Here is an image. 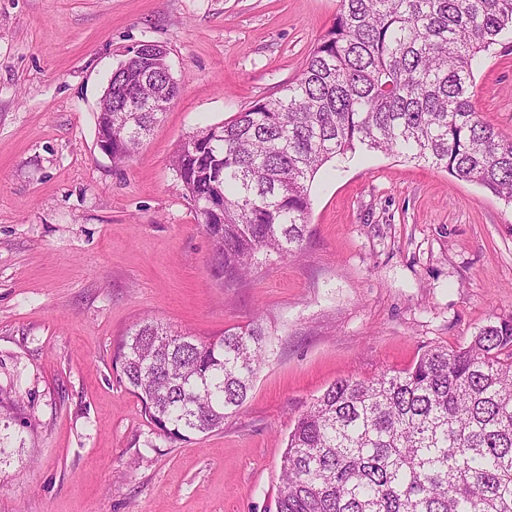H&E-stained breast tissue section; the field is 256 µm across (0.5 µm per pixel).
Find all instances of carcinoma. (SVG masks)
<instances>
[{
  "mask_svg": "<svg viewBox=\"0 0 512 512\" xmlns=\"http://www.w3.org/2000/svg\"><path fill=\"white\" fill-rule=\"evenodd\" d=\"M508 34L512 0H341L280 96L174 152L214 276L235 282L261 255L296 254L310 182L359 149L442 167L512 203V139L472 103L476 60ZM145 79L156 105L126 111L147 94ZM178 93L151 46L139 45L112 73V111L97 115L113 162L133 156ZM268 352L258 323L205 342L143 319L114 359L159 434L188 440L242 407ZM20 408L0 395V464L26 444ZM276 512H512V318L466 347H434L404 370L329 386L288 434Z\"/></svg>",
  "mask_w": 512,
  "mask_h": 512,
  "instance_id": "cac0c4a2",
  "label": "carcinoma"
}]
</instances>
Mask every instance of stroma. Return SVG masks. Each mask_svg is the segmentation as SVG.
Wrapping results in <instances>:
<instances>
[{
  "label": "stroma",
  "mask_w": 512,
  "mask_h": 512,
  "mask_svg": "<svg viewBox=\"0 0 512 512\" xmlns=\"http://www.w3.org/2000/svg\"><path fill=\"white\" fill-rule=\"evenodd\" d=\"M340 0H0V391L34 457L0 512H276L295 419L335 381L467 346L512 318V205L444 169L358 151L310 190L307 238L225 285L171 166L178 144L280 95ZM164 46L180 92L130 160L97 145L124 52ZM512 138V37L475 71ZM200 340L260 320L273 350L222 429L171 441L112 367L143 319Z\"/></svg>",
  "instance_id": "stroma-1"
}]
</instances>
